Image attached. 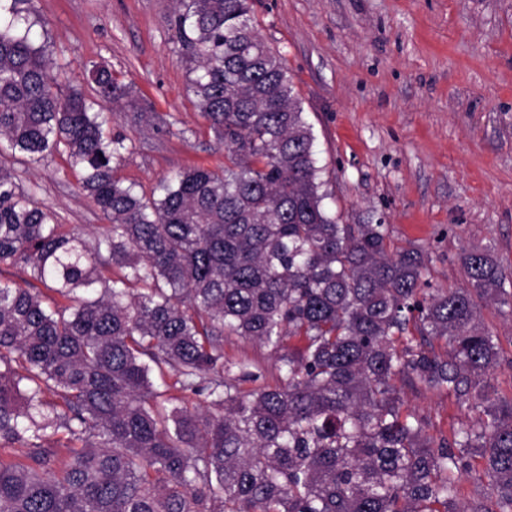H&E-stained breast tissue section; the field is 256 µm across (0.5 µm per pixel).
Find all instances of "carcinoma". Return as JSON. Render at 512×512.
I'll list each match as a JSON object with an SVG mask.
<instances>
[{"label":"carcinoma","instance_id":"1","mask_svg":"<svg viewBox=\"0 0 512 512\" xmlns=\"http://www.w3.org/2000/svg\"><path fill=\"white\" fill-rule=\"evenodd\" d=\"M22 1L0 0V265L64 302L0 282V449L19 452L0 456V512H512V399L485 381L500 347L478 322L480 300L512 309L501 267L472 251L467 285L432 291L419 249L388 253V225L326 212L253 0H176L224 170H176L150 196L114 176L124 139L81 85L61 90ZM82 77L144 115L105 64ZM62 148L108 220L93 241L60 233L4 161ZM231 338L270 349L275 384L224 358ZM400 383L485 419L436 438ZM477 462L491 493L461 506Z\"/></svg>","mask_w":512,"mask_h":512}]
</instances>
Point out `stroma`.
<instances>
[{"label": "stroma", "mask_w": 512, "mask_h": 512, "mask_svg": "<svg viewBox=\"0 0 512 512\" xmlns=\"http://www.w3.org/2000/svg\"><path fill=\"white\" fill-rule=\"evenodd\" d=\"M175 0H33L49 53L76 76L108 64L152 114L99 103L125 138L115 176L151 194L178 169L224 167L170 23ZM254 25L288 67L313 128L324 207L341 224L389 228L418 247L435 288L465 286L464 255L491 250L512 280V0H256ZM62 231L106 219L65 152L18 166ZM435 437L478 420L454 396L403 388Z\"/></svg>", "instance_id": "1"}]
</instances>
